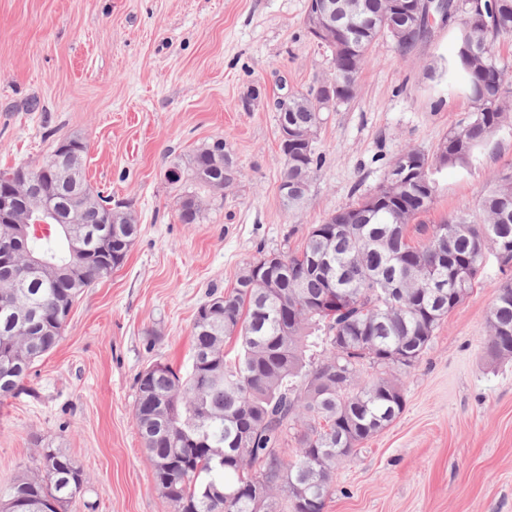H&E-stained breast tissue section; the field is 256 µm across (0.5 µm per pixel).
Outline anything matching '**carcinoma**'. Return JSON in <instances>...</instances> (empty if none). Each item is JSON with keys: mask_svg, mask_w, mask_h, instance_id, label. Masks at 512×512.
Returning <instances> with one entry per match:
<instances>
[{"mask_svg": "<svg viewBox=\"0 0 512 512\" xmlns=\"http://www.w3.org/2000/svg\"><path fill=\"white\" fill-rule=\"evenodd\" d=\"M391 0H362L358 11L338 17L336 32L318 43L331 53L329 74L353 99L359 73L373 49L393 38L402 54L424 40L414 18ZM449 0L448 22L458 35L448 75L466 87L467 119L450 129L440 152L403 149L390 164L409 159L416 173L404 185L380 184L356 205L312 225L298 251H259L233 289L205 302L216 309L196 314L191 327L192 363L186 372L168 363L136 379L134 421L151 461L157 488L172 512H325L336 465L384 430L402 412L396 374L416 366L434 332L472 290L486 253L512 254V173L494 176L481 202L483 223L465 206L436 224L420 245L408 226L434 203L432 170L466 167L501 127L512 124L508 65L494 51L499 35L512 32V0ZM323 104L318 87L296 93L278 121L318 130ZM75 152L52 150L55 167L86 180L87 144ZM282 177L305 185L281 195L290 213L308 199L322 168L316 140L280 146ZM228 152L209 142L168 172L214 194L234 182ZM72 200V184L49 186L55 201L80 206L74 231L92 234L97 264L85 279L68 275L65 244L56 234L35 245L59 258L46 273L28 274L20 258L0 265V398L15 394L34 364L60 342L65 324L48 325L59 306L108 278L125 261L138 235L127 206L108 209L112 198L85 184ZM183 224L203 215L195 191H184ZM487 353L512 360V283L498 289L488 314ZM236 347L228 360L226 346ZM297 445L285 455L288 436ZM84 479L73 461L43 448L31 473L0 489L4 512H62L80 496Z\"/></svg>", "mask_w": 512, "mask_h": 512, "instance_id": "1", "label": "carcinoma"}]
</instances>
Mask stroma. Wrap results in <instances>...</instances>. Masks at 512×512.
<instances>
[{"label": "stroma", "instance_id": "stroma-1", "mask_svg": "<svg viewBox=\"0 0 512 512\" xmlns=\"http://www.w3.org/2000/svg\"><path fill=\"white\" fill-rule=\"evenodd\" d=\"M306 6L0 0V169L80 137L88 182L128 202L140 226L124 265L79 297L60 344L0 399V488L49 446L83 473L67 512H171L134 421L138 374L158 362L188 368L192 320L210 293L231 290L259 250L300 249L309 227L373 192L403 148L435 153L468 117L467 92L440 75L455 27L435 25L407 55L380 41L355 97L322 112L324 165L305 207L288 213L274 103L331 71ZM216 137L238 177L222 197L203 193L199 223H180L184 186L168 170ZM509 171L512 126L468 167L436 173L412 243ZM509 280L488 254L419 363L399 372L403 412L337 466L326 512H512V360L486 353L487 315Z\"/></svg>", "mask_w": 512, "mask_h": 512}]
</instances>
